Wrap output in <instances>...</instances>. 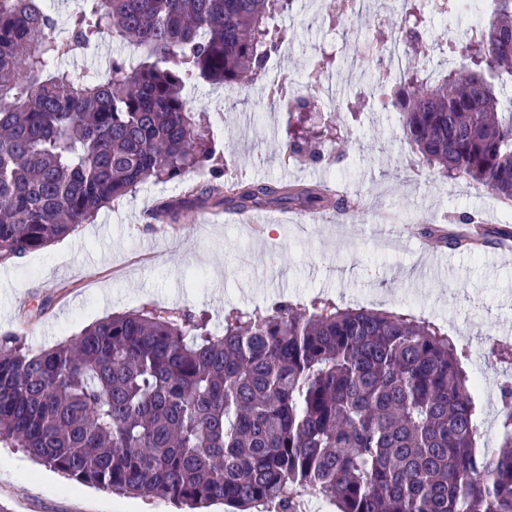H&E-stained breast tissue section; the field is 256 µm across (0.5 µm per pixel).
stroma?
<instances>
[{
    "mask_svg": "<svg viewBox=\"0 0 512 512\" xmlns=\"http://www.w3.org/2000/svg\"><path fill=\"white\" fill-rule=\"evenodd\" d=\"M279 24L291 45H306L312 53L321 51L331 33L343 50L358 37L401 41L407 31L401 15L381 7L345 16L331 28L314 16L312 0H294ZM101 48L102 58L79 51L61 64L82 72L139 53L120 40H105ZM339 73L336 66L325 72L336 105L358 114L346 118L343 140L326 144L316 163H283L282 143L296 118L277 111L259 89L228 101L223 86L202 82L189 87L187 97L194 108L207 111L217 150L233 177L340 182L364 214L375 208L392 215L393 232L378 234L363 214L334 224L270 226L257 237L236 223L220 194L156 224L150 215L157 205L183 198L196 179L148 183L48 248L0 262V333H16L40 349L74 339L108 314L145 306L174 316L188 311L214 326L233 308L257 314L281 299L306 305L318 296L345 306L410 313L460 340L512 324V265L494 263L492 245L447 250L443 274L420 261L419 246L404 225L411 215L422 229L467 213L492 230L512 205L480 184L442 178L424 165L403 140L398 114L377 111L360 99L358 85L343 82ZM467 367L483 379L475 392L476 446L491 454L501 442V377L512 371V362L488 364L472 353ZM4 456L15 463L13 475H0L5 512H180L149 496L79 487L59 474L45 481V466L21 450L0 447Z\"/></svg>",
    "mask_w": 512,
    "mask_h": 512,
    "instance_id": "stroma-1",
    "label": "stroma"
}]
</instances>
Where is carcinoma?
<instances>
[{
	"label": "carcinoma",
	"mask_w": 512,
	"mask_h": 512,
	"mask_svg": "<svg viewBox=\"0 0 512 512\" xmlns=\"http://www.w3.org/2000/svg\"><path fill=\"white\" fill-rule=\"evenodd\" d=\"M293 0H76L68 35L48 0H0V262L42 250L146 183L202 171L216 149L198 82L243 90L263 79ZM129 40L135 61L84 78L59 61L102 39ZM435 46L379 95L404 140L444 178L512 202V0H493L458 65L431 77ZM302 113L286 157L309 152ZM195 185L154 219L190 207ZM241 210L354 207L321 185L227 178ZM478 242L450 235L451 248ZM464 346L436 323L317 297L264 314L224 315L216 332L190 313L144 307L32 349L0 335V447L22 448L70 480L190 510L297 512L313 491L336 512H512V386L501 449L475 452L479 426Z\"/></svg>",
	"instance_id": "obj_1"
}]
</instances>
